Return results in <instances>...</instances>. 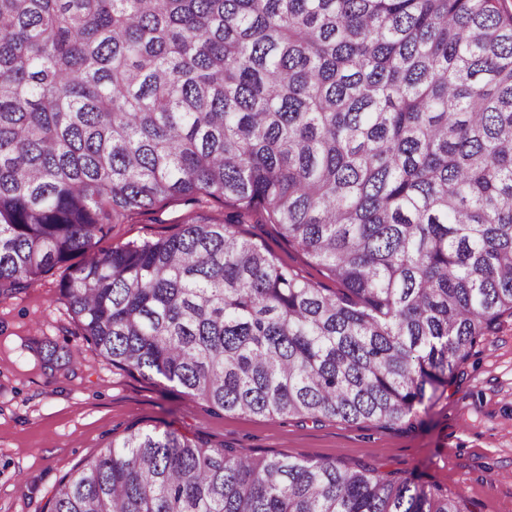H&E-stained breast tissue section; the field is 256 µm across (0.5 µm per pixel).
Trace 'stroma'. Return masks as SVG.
<instances>
[{
	"label": "stroma",
	"mask_w": 512,
	"mask_h": 512,
	"mask_svg": "<svg viewBox=\"0 0 512 512\" xmlns=\"http://www.w3.org/2000/svg\"><path fill=\"white\" fill-rule=\"evenodd\" d=\"M188 208L173 201L112 225L98 250L179 231ZM303 280L337 283L264 213L240 225ZM58 267L0 296V512H42L62 476L129 428L172 429L213 448L255 457L333 459L416 478L461 498L468 512H512V315L476 341L440 399L409 421L313 422L224 412L181 388L114 367L72 320ZM63 359L50 363L48 348Z\"/></svg>",
	"instance_id": "1"
}]
</instances>
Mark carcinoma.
Returning a JSON list of instances; mask_svg holds the SVG:
<instances>
[{
  "mask_svg": "<svg viewBox=\"0 0 512 512\" xmlns=\"http://www.w3.org/2000/svg\"><path fill=\"white\" fill-rule=\"evenodd\" d=\"M179 232L101 253L173 199ZM265 212L341 284L237 230ZM213 409L397 424L512 313L509 0H0V295ZM48 512H465L405 477L130 430Z\"/></svg>",
  "mask_w": 512,
  "mask_h": 512,
  "instance_id": "cac0c4a2",
  "label": "carcinoma"
}]
</instances>
